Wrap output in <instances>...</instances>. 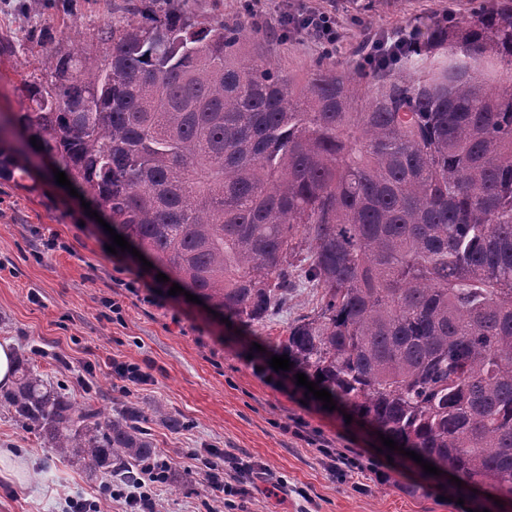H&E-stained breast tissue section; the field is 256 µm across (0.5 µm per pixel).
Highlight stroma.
Here are the masks:
<instances>
[{
    "label": "stroma",
    "instance_id": "stroma-1",
    "mask_svg": "<svg viewBox=\"0 0 512 512\" xmlns=\"http://www.w3.org/2000/svg\"><path fill=\"white\" fill-rule=\"evenodd\" d=\"M134 0H0V40L15 51L0 53V115L28 101L19 70L39 69L44 53L78 49L101 55L94 40L103 22H139ZM213 25L243 18L240 0H178ZM471 0H373L369 10L344 19L348 37L337 52L355 64L354 48L365 30L429 26L451 11L470 17ZM298 82H305L319 50L305 38H257L252 44ZM33 183L0 177V340L11 341L19 360L44 371L75 401L117 416L126 402L159 407L178 416L182 429L148 424L155 454L167 459L171 481L154 496L164 512H235L234 494L216 498L200 474L202 459L218 448L263 466L265 479L250 484L246 512H512V499L496 504L486 490L456 485L449 475L425 473L400 451H380L376 429L329 411L274 370L270 352L254 350L257 335L275 337L310 312L317 296L297 289L259 334L238 331L185 295H170L158 268L143 269L130 252L109 253L108 231L90 217L78 197L57 185L49 170ZM143 287H130L132 272ZM157 289L147 302L148 289ZM121 313H112L108 300ZM148 367L152 380L120 392L113 363ZM346 457L352 470L332 471ZM99 483L77 461L63 462L9 413L0 409V512H70L69 499L88 498Z\"/></svg>",
    "mask_w": 512,
    "mask_h": 512
}]
</instances>
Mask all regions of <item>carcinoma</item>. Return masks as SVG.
<instances>
[{
  "label": "carcinoma",
  "instance_id": "1",
  "mask_svg": "<svg viewBox=\"0 0 512 512\" xmlns=\"http://www.w3.org/2000/svg\"><path fill=\"white\" fill-rule=\"evenodd\" d=\"M96 39L103 56L48 53L23 77L0 171L52 158L246 329L314 289L275 349L405 450L512 498V0L434 21L397 61L326 53L303 86L240 21L175 5ZM1 405L93 473L133 481L153 457L138 404L112 418L34 368Z\"/></svg>",
  "mask_w": 512,
  "mask_h": 512
}]
</instances>
